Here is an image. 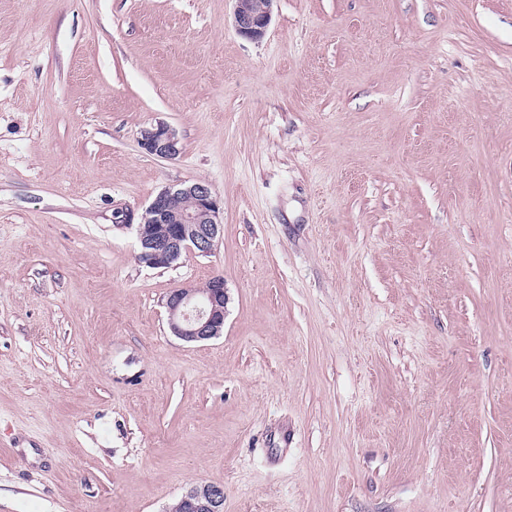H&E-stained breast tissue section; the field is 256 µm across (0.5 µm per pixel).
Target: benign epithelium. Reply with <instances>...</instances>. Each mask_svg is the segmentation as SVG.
Here are the masks:
<instances>
[{"label": "benign epithelium", "mask_w": 512, "mask_h": 512, "mask_svg": "<svg viewBox=\"0 0 512 512\" xmlns=\"http://www.w3.org/2000/svg\"><path fill=\"white\" fill-rule=\"evenodd\" d=\"M234 23L238 33L248 39L261 38L271 22L276 0H235ZM140 147L149 155L174 159L182 147L176 132L164 123L144 129ZM188 198L190 209L174 206ZM223 203L205 181L182 184L162 190L141 214L121 224L136 225L137 260L149 268H168L185 253L209 255L224 235ZM228 301L224 277L216 275L206 288L185 286L165 297L171 333L187 343L207 342L224 329ZM185 512H224V486L207 483L191 487L181 497Z\"/></svg>", "instance_id": "obj_1"}]
</instances>
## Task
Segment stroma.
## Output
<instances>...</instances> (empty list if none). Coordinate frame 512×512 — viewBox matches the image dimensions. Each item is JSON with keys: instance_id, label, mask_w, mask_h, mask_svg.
<instances>
[{"instance_id": "stroma-1", "label": "stroma", "mask_w": 512, "mask_h": 512, "mask_svg": "<svg viewBox=\"0 0 512 512\" xmlns=\"http://www.w3.org/2000/svg\"><path fill=\"white\" fill-rule=\"evenodd\" d=\"M234 6L0 0V512H512V0ZM198 180L216 250L140 264ZM234 23L240 35L260 39L271 22L276 0H234ZM139 144L147 154L162 159H175L182 150L176 132L164 123L144 129ZM180 198L190 199L193 207L174 206ZM223 213V203L207 182L165 188L136 223L137 260L149 268H168L184 253H213L224 235ZM206 285L177 288L165 297L169 329L184 342H207L219 337L224 329L228 301L224 278L216 275ZM224 512V486L207 483L191 487L172 506L171 512Z\"/></svg>"}]
</instances>
